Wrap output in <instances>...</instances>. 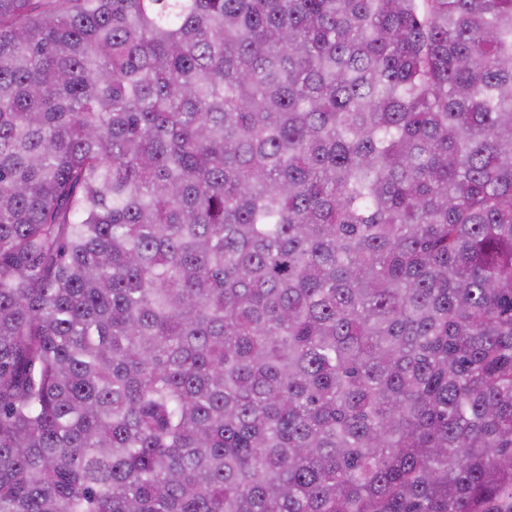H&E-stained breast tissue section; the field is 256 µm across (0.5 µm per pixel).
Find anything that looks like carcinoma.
Here are the masks:
<instances>
[{
    "mask_svg": "<svg viewBox=\"0 0 512 512\" xmlns=\"http://www.w3.org/2000/svg\"><path fill=\"white\" fill-rule=\"evenodd\" d=\"M0 512H512V0H0Z\"/></svg>",
    "mask_w": 512,
    "mask_h": 512,
    "instance_id": "1",
    "label": "carcinoma"
}]
</instances>
